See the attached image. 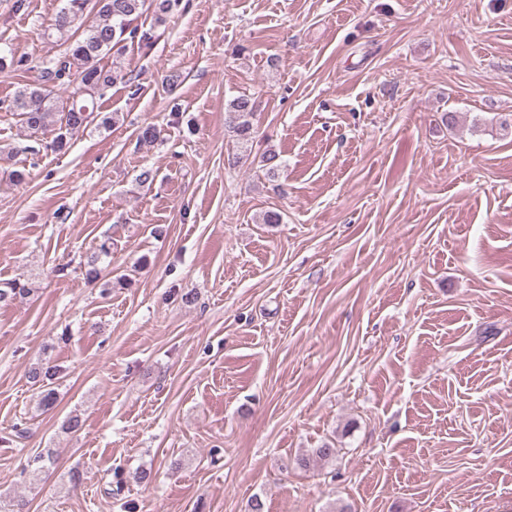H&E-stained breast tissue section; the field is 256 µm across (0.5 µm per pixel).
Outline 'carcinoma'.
Returning a JSON list of instances; mask_svg holds the SVG:
<instances>
[{"label":"carcinoma","mask_w":512,"mask_h":512,"mask_svg":"<svg viewBox=\"0 0 512 512\" xmlns=\"http://www.w3.org/2000/svg\"><path fill=\"white\" fill-rule=\"evenodd\" d=\"M179 0H66L58 11L53 29L62 34L71 33L69 49L47 61L41 69L40 82L27 85L14 96L10 107L18 113L33 144L21 148L24 153L40 152V137L49 128L58 126V133L50 148L62 152L67 149V135L87 127L97 111L95 94L125 80L118 69H105L99 61L112 52L114 46L130 39L148 43L151 30L131 26L148 9H153L155 20L163 23ZM73 88L67 97L57 94L59 89ZM254 103L240 96L229 103L225 121L242 143L252 141L251 118ZM112 256V239L99 243L83 262L87 280L101 278V264ZM30 293L28 284L11 280L0 284V306H9ZM57 370L41 365L30 370L29 378L39 386L40 403L50 406L55 400L53 380Z\"/></svg>","instance_id":"obj_1"}]
</instances>
